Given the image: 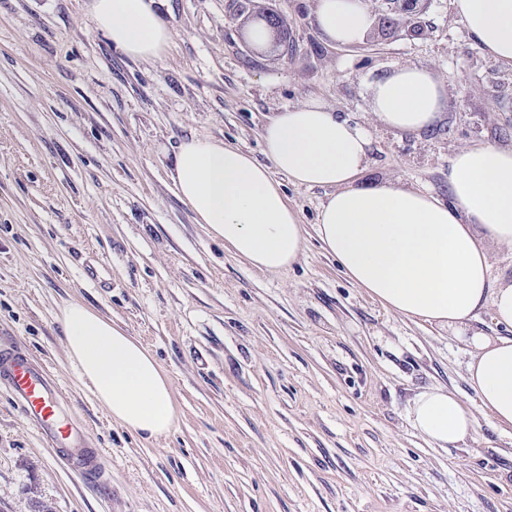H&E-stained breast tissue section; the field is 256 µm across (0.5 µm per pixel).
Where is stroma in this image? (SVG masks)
Returning a JSON list of instances; mask_svg holds the SVG:
<instances>
[{"label": "stroma", "instance_id": "obj_1", "mask_svg": "<svg viewBox=\"0 0 512 512\" xmlns=\"http://www.w3.org/2000/svg\"><path fill=\"white\" fill-rule=\"evenodd\" d=\"M256 2L284 20L290 55L253 42L240 0H155L172 32L155 60L114 51L89 0H0V333L54 376L109 473L80 478L0 389V512H512V429L490 428L466 380L472 337L511 327L488 310L442 327L384 309L313 230L327 190L282 173L306 242L288 269L258 271L195 222L158 159L196 136L266 162L265 125L317 99L370 137L357 185L446 203L458 152L512 147V68L450 0H430L421 34L351 46L320 33L317 0ZM402 65L446 90L431 130L371 110L369 83ZM70 302L168 372L169 434L129 430L85 387L57 321ZM436 386L468 405L473 439L444 449L411 427Z\"/></svg>", "mask_w": 512, "mask_h": 512}]
</instances>
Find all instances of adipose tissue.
<instances>
[{
  "instance_id": "adipose-tissue-1",
  "label": "adipose tissue",
  "mask_w": 512,
  "mask_h": 512,
  "mask_svg": "<svg viewBox=\"0 0 512 512\" xmlns=\"http://www.w3.org/2000/svg\"><path fill=\"white\" fill-rule=\"evenodd\" d=\"M478 46L512 67V0H452ZM89 12L114 50L157 59L172 33L152 0H92ZM316 23L327 40L361 42L373 19L364 0H319ZM443 86L426 69L404 65L371 87L375 115L389 128L417 132L440 117ZM267 163L241 149L200 137L184 139L171 174L196 223L225 248L264 272L287 269L301 254L305 227L271 175L324 187L317 235L343 272L386 309L451 326L491 309L512 327V282L492 276L490 244L512 245V148L460 151L448 164L451 203L395 184L358 187L367 163L366 130L318 100L285 109L264 128ZM68 357L113 420L148 438L171 430L176 417L167 371L143 345L93 308L66 304L59 316ZM468 383L492 428L512 427V337L472 339ZM412 427L445 448L476 432L468 406L443 387L418 393Z\"/></svg>"
}]
</instances>
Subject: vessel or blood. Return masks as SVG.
I'll list each match as a JSON object with an SVG mask.
<instances>
[{
  "label": "vessel or blood",
  "instance_id": "1",
  "mask_svg": "<svg viewBox=\"0 0 512 512\" xmlns=\"http://www.w3.org/2000/svg\"><path fill=\"white\" fill-rule=\"evenodd\" d=\"M0 386L79 474L102 479L104 465L98 449L90 447L82 428L65 414L55 384L27 352L0 350Z\"/></svg>",
  "mask_w": 512,
  "mask_h": 512
}]
</instances>
